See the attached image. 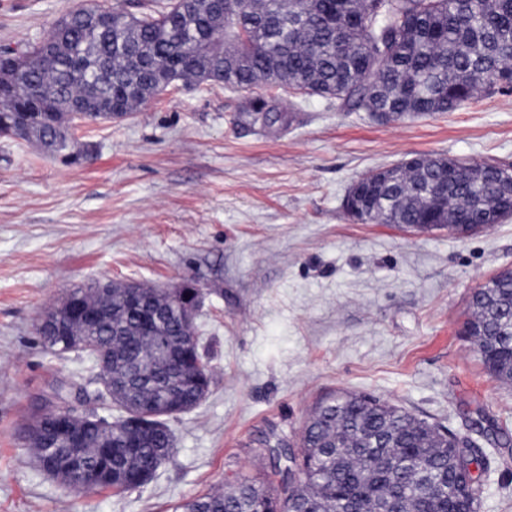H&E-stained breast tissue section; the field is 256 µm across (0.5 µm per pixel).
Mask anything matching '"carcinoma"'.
<instances>
[{
  "label": "carcinoma",
  "instance_id": "obj_1",
  "mask_svg": "<svg viewBox=\"0 0 512 512\" xmlns=\"http://www.w3.org/2000/svg\"><path fill=\"white\" fill-rule=\"evenodd\" d=\"M107 7L90 2L55 21L43 36L0 72L3 119L16 120L13 98L32 96L25 139L68 164L88 151L75 148L68 115L84 104L93 120L104 102L121 99L128 113L160 91L178 84H202L217 77L249 91L259 84L336 101L347 112H387L390 120L446 114L481 92L512 89V0H167L159 9L135 14L112 9L109 24L94 32L87 17ZM287 111L277 96L250 103L254 121L269 113L267 125ZM450 156H431L423 166L396 167V181L373 175L359 179L368 205L350 214L361 224H443L451 214L469 224L512 217V196L499 185L512 183V170L491 162L470 175L453 169ZM179 288H152L146 309L174 307ZM87 309L112 311L97 327L76 325L73 333L93 349L112 352L115 379L129 369L134 385L123 399L110 400L118 423L155 403L150 434L121 463L129 483L155 474L173 458L168 406L199 405L197 390L210 387L211 368H198L195 328L174 317L157 333L141 329V316L126 307L120 288L99 293L82 289ZM466 325L487 371L512 385V271L493 288L471 294ZM27 427L43 470L69 483L59 435L48 417L32 414ZM440 430L387 401L346 393L326 406L317 403L302 430L300 477L274 487L243 480L177 506L175 512H477L481 485L462 484L470 466H481L477 448H444ZM99 429L87 430L84 466L97 477L115 470L98 443ZM337 442L338 448L326 444Z\"/></svg>",
  "mask_w": 512,
  "mask_h": 512
}]
</instances>
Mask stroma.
<instances>
[{
	"label": "stroma",
	"mask_w": 512,
	"mask_h": 512,
	"mask_svg": "<svg viewBox=\"0 0 512 512\" xmlns=\"http://www.w3.org/2000/svg\"><path fill=\"white\" fill-rule=\"evenodd\" d=\"M81 0H0V49L24 51ZM175 85L110 122L73 131L91 163L62 164L0 136V512H172L244 479L274 481L266 455L297 443L316 403L378 397L483 451L479 512H512V386L464 334L470 296L512 268V219L466 237L360 224L351 184L413 155L512 166V91L443 116L381 123L299 97L265 128L246 111L272 94ZM103 280L203 290L197 326L212 380L171 419L175 455L144 486L76 491L24 439L43 403L96 406L91 357L43 348L36 321Z\"/></svg>",
	"instance_id": "35a3bbf8"
}]
</instances>
